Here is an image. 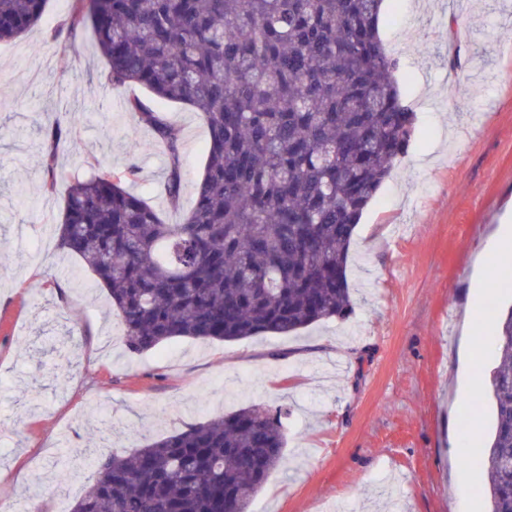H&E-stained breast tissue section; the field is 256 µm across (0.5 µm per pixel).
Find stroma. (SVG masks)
Segmentation results:
<instances>
[{
  "mask_svg": "<svg viewBox=\"0 0 512 512\" xmlns=\"http://www.w3.org/2000/svg\"><path fill=\"white\" fill-rule=\"evenodd\" d=\"M74 0H48L39 24L0 43V502L41 512L73 505L91 483L85 466L67 497L56 466L99 450L124 454L185 425L249 405L284 412L286 463L251 512H487L485 475H455L486 442L490 403L466 406L461 373L488 382L495 349L478 362L471 340L494 339L487 320H463L488 301L512 305V250L489 261L471 298L481 249L512 211V0H387L379 33L416 115L415 135L364 211L347 268L352 313L288 335L203 343L175 338L131 353L95 275L57 246L68 186L96 165L124 177L159 213L165 155L132 131L88 32L71 38ZM465 34L458 70L443 59L448 25ZM181 131L183 207L208 150L194 109L163 108ZM54 121L68 134L54 191L43 188Z\"/></svg>",
  "mask_w": 512,
  "mask_h": 512,
  "instance_id": "stroma-1",
  "label": "stroma"
}]
</instances>
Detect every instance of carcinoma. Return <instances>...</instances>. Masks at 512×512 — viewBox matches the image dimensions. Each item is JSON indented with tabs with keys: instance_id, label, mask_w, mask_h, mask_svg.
I'll return each mask as SVG.
<instances>
[{
	"instance_id": "carcinoma-1",
	"label": "carcinoma",
	"mask_w": 512,
	"mask_h": 512,
	"mask_svg": "<svg viewBox=\"0 0 512 512\" xmlns=\"http://www.w3.org/2000/svg\"><path fill=\"white\" fill-rule=\"evenodd\" d=\"M47 0H0V42ZM381 0H80L104 85L196 109L209 135L194 201L181 209V133L127 100L167 158L165 220L100 168L65 197L59 248L107 289L131 352L179 337L230 342L344 317L356 225L414 134L398 59L379 36ZM498 365L483 469L491 512H512V308L493 303ZM281 412L242 408L128 455L88 459L72 512H248L284 460Z\"/></svg>"
}]
</instances>
